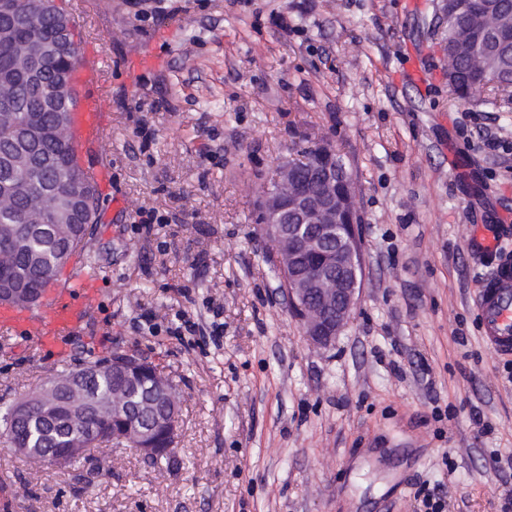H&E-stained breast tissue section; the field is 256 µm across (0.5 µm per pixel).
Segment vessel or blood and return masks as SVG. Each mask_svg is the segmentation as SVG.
I'll return each instance as SVG.
<instances>
[{
    "instance_id": "b4317fda",
    "label": "vessel or blood",
    "mask_w": 512,
    "mask_h": 512,
    "mask_svg": "<svg viewBox=\"0 0 512 512\" xmlns=\"http://www.w3.org/2000/svg\"><path fill=\"white\" fill-rule=\"evenodd\" d=\"M104 71L101 56L94 52L84 54L76 69L80 95L73 112V144L84 155L98 151L112 125V115L103 106ZM482 247L493 262L492 273L477 288L484 340L498 353L512 355V252L501 249L493 237L483 240ZM89 308L87 294L64 282L37 309L0 304V330L29 335L58 352L79 330Z\"/></svg>"
}]
</instances>
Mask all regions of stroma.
<instances>
[{"label": "stroma", "instance_id": "obj_1", "mask_svg": "<svg viewBox=\"0 0 512 512\" xmlns=\"http://www.w3.org/2000/svg\"><path fill=\"white\" fill-rule=\"evenodd\" d=\"M94 2L81 48L106 61L99 157L126 210L96 226L98 297L67 351L0 333V406L61 365L134 353L174 385L180 466L120 443L89 473L0 436V512H419L421 489L505 512L512 357L482 338L491 265L470 239L512 226V111L451 91L448 0H164L158 20L135 15L155 0ZM319 142L353 170L363 255L322 349L255 222L278 159ZM141 209L172 221L145 233ZM181 314L195 333L170 334Z\"/></svg>", "mask_w": 512, "mask_h": 512}]
</instances>
